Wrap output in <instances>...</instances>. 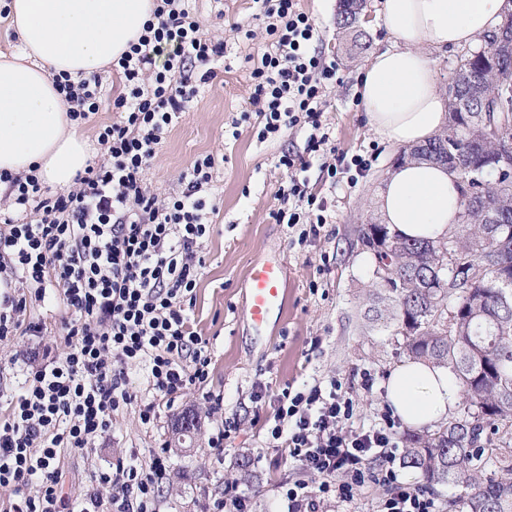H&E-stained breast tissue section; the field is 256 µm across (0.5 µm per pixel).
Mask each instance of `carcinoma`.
Segmentation results:
<instances>
[{"instance_id": "cac0c4a2", "label": "carcinoma", "mask_w": 512, "mask_h": 512, "mask_svg": "<svg viewBox=\"0 0 512 512\" xmlns=\"http://www.w3.org/2000/svg\"><path fill=\"white\" fill-rule=\"evenodd\" d=\"M366 0H342L340 25L350 28ZM461 70L472 74L484 98H495L512 84V51L460 56ZM422 157L454 147L462 208L470 222L446 240L405 239L385 224H366L358 241L366 250L378 245L390 251L391 272L379 288L407 324L403 350L417 361L445 367L466 399L463 416L434 430L403 434L402 465L421 486L458 489L465 512H512V296L504 298L498 276L512 277V166L492 181L473 178L491 167L493 135L476 112L449 104L448 124ZM494 210L503 223L492 230L482 215ZM456 272L446 288H428V276Z\"/></svg>"}]
</instances>
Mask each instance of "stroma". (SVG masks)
<instances>
[{"instance_id":"1","label":"stroma","mask_w":512,"mask_h":512,"mask_svg":"<svg viewBox=\"0 0 512 512\" xmlns=\"http://www.w3.org/2000/svg\"><path fill=\"white\" fill-rule=\"evenodd\" d=\"M190 6L205 32L223 37L224 61L169 134L146 183L158 194H179L180 174L193 160L205 154L216 159L208 196L218 211L203 244L205 264L190 317L211 352L207 388L223 395L224 416L236 420L238 429L223 451L210 448L215 420L193 390L178 397L152 427L142 425L137 406H128L113 414L112 429L96 449L67 455L65 491L80 496L95 469L131 454L146 462L162 450L168 468L157 480L159 512H212L214 500L237 492L249 496L251 512H284L280 487L302 474L269 445L274 394L289 384L301 390L339 379L354 403V427L366 428L387 410L386 383L407 359L398 323L390 318L392 303L376 285L372 255L358 244L362 225L383 221L377 196L398 150L375 136L358 105L357 73L367 55L353 48L350 33L339 29V0H301L322 32L320 50L339 68L338 82L326 90L324 120L330 137L349 155H369L373 162L353 185L343 174L331 178L316 166L308 171L310 191L327 200L332 216L319 237L305 241L302 225L275 223L277 195L288 183L279 159L284 152L303 151L309 131L287 130L263 142L253 133L232 139L233 119L249 108L246 57L251 51L250 42L232 26L247 20L256 6L253 0H190ZM102 82V107L79 127L92 144L99 128L116 117L113 100L126 91L117 71ZM268 254L286 267L287 300L283 311L272 315L266 336L258 337L247 328L243 282L249 266ZM366 372L373 378L368 390L362 386ZM258 383L271 394L260 408L252 399ZM188 410L197 413L200 431L193 447L181 448L170 442L172 427ZM244 461L253 474L248 482L238 474Z\"/></svg>"}]
</instances>
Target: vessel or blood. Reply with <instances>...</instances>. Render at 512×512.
Returning <instances> with one entry per match:
<instances>
[{"label":"vessel or blood","mask_w":512,"mask_h":512,"mask_svg":"<svg viewBox=\"0 0 512 512\" xmlns=\"http://www.w3.org/2000/svg\"><path fill=\"white\" fill-rule=\"evenodd\" d=\"M285 267L264 257L250 266L245 280V306L255 335H266L271 315L284 306Z\"/></svg>","instance_id":"1"}]
</instances>
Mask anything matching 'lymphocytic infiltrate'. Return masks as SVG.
Wrapping results in <instances>:
<instances>
[{
  "label": "lymphocytic infiltrate",
  "mask_w": 512,
  "mask_h": 512,
  "mask_svg": "<svg viewBox=\"0 0 512 512\" xmlns=\"http://www.w3.org/2000/svg\"><path fill=\"white\" fill-rule=\"evenodd\" d=\"M254 2L252 18L265 37L235 27L255 47L247 56L250 109L233 120L231 135L240 137L252 120L261 125L262 141L310 127L304 152L280 160L288 185L274 218L305 225V237L314 238L329 216L306 172L316 164L333 177L348 164L353 184L371 162L347 155L324 130L325 93L337 67L317 49L314 19L298 0ZM223 57V40L204 33L189 0H156L153 22L114 63L127 85L112 103L118 118L100 130L101 153L72 188L55 193L36 174L0 172V341L36 337L42 358L38 366L23 363L16 391L0 393V512H157L155 483L167 468L165 453L146 465L118 458L93 472L79 498L63 492L65 456L95 448L113 413L132 404L147 426L191 389L201 391L210 413L223 410V396L206 389L208 342L192 330L187 313L216 212L204 196L215 159L197 158L183 171L179 195L159 197L145 183L168 133ZM54 82L71 120L98 112L100 77L75 83L62 73ZM48 299L65 311L53 338L27 308ZM135 364L148 373L149 401L129 388L127 369ZM278 403L270 437L306 476L284 490L287 512H319L332 498L351 502L368 480L389 489L378 512H436L433 499L384 466L398 449L394 421L353 428L354 405L340 381L283 388Z\"/></svg>",
  "instance_id": "obj_1"
}]
</instances>
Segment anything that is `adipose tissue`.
I'll use <instances>...</instances> for the list:
<instances>
[{
    "label": "adipose tissue",
    "instance_id": "1",
    "mask_svg": "<svg viewBox=\"0 0 512 512\" xmlns=\"http://www.w3.org/2000/svg\"><path fill=\"white\" fill-rule=\"evenodd\" d=\"M504 0H381L389 45L359 75L369 128L397 147L426 144L448 119L433 52L474 45L498 29ZM154 0H11L20 46L0 54V171L37 172L69 189L85 169L91 145L67 116L53 77L81 80L104 71L138 41ZM460 179L444 165L415 159L395 166L378 197L383 220L410 239L448 234L460 212ZM447 369L402 362L389 376L386 399L407 426L445 421L459 400Z\"/></svg>",
    "mask_w": 512,
    "mask_h": 512
}]
</instances>
